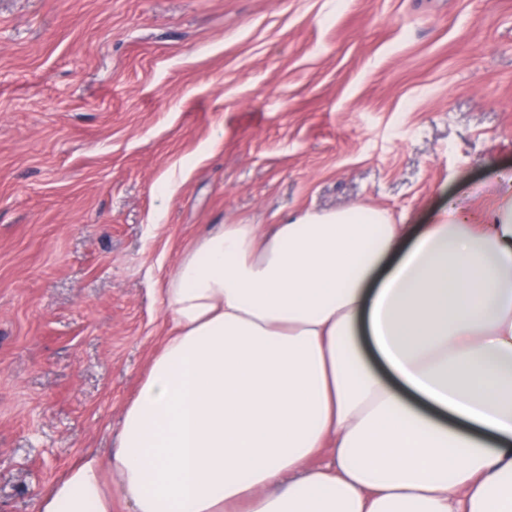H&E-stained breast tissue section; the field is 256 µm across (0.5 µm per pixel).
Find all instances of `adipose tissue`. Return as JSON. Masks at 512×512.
Here are the masks:
<instances>
[{"mask_svg":"<svg viewBox=\"0 0 512 512\" xmlns=\"http://www.w3.org/2000/svg\"><path fill=\"white\" fill-rule=\"evenodd\" d=\"M160 297L116 451L40 512H512V196L221 224Z\"/></svg>","mask_w":512,"mask_h":512,"instance_id":"adipose-tissue-1","label":"adipose tissue"}]
</instances>
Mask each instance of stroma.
<instances>
[{
	"label": "stroma",
	"mask_w": 512,
	"mask_h": 512,
	"mask_svg": "<svg viewBox=\"0 0 512 512\" xmlns=\"http://www.w3.org/2000/svg\"><path fill=\"white\" fill-rule=\"evenodd\" d=\"M509 175L512 0H0V512L117 448L198 237Z\"/></svg>",
	"instance_id": "obj_1"
}]
</instances>
